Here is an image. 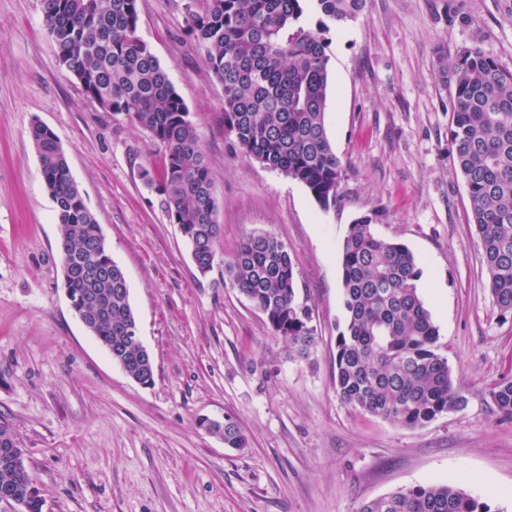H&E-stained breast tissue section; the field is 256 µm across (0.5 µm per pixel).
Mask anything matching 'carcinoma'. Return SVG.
Here are the masks:
<instances>
[{
	"label": "carcinoma",
	"mask_w": 512,
	"mask_h": 512,
	"mask_svg": "<svg viewBox=\"0 0 512 512\" xmlns=\"http://www.w3.org/2000/svg\"><path fill=\"white\" fill-rule=\"evenodd\" d=\"M138 0H44L59 66L91 102L123 114L163 148L157 185L201 275L220 243L217 198L196 127L167 70L138 34ZM367 0H187L185 30L208 72L224 87V133L240 152L303 184L323 209L340 197L343 164L325 126L329 56L322 33L357 19ZM318 17L312 29L308 18ZM443 76L453 82L450 134L464 178L470 221L480 239L488 287L501 315H512V71L477 48L460 50ZM31 137L56 203L65 288L86 328L141 385L153 383L131 336L138 322L123 269L72 177L55 133L35 122ZM380 214L350 224L341 246L345 330L336 337L334 384L352 407L385 421L421 426L465 403L455 390L439 331L417 288L409 248L379 237ZM231 287L267 320L288 351L306 358L316 344L312 310L298 296L295 260L273 234L250 233L225 262ZM512 419V379L491 391ZM226 448H244L237 421L208 427ZM33 483L11 423L0 420V490ZM359 512H494L464 488L427 484L364 503Z\"/></svg>",
	"instance_id": "1"
}]
</instances>
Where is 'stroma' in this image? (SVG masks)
Returning a JSON list of instances; mask_svg holds the SVG:
<instances>
[{
  "mask_svg": "<svg viewBox=\"0 0 512 512\" xmlns=\"http://www.w3.org/2000/svg\"><path fill=\"white\" fill-rule=\"evenodd\" d=\"M186 0H138V33L167 69L201 146L222 228L200 275L162 197L140 177L162 148L89 102L58 64L42 0H0V419L12 423L43 512H358L397 488L461 486L512 512V420L491 390L512 378V317L489 294L463 177L453 166L450 85L440 55L479 48L512 71V0H368L331 29L325 121L344 177L321 209L304 185L234 151L224 89L184 31ZM51 128L125 271L154 382L126 375L72 309L56 205L29 130ZM377 211L404 243L442 354L465 398L410 428L336 392L346 325L341 246ZM270 232L296 260L317 343L289 353L264 315L224 283L247 234ZM231 415L240 450L196 425Z\"/></svg>",
  "mask_w": 512,
  "mask_h": 512,
  "instance_id": "35a3bbf8",
  "label": "stroma"
}]
</instances>
